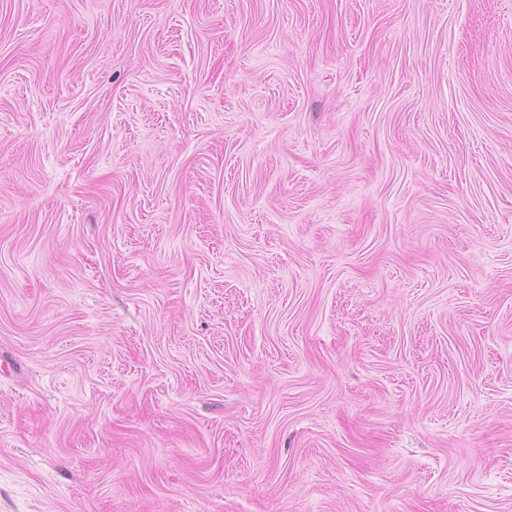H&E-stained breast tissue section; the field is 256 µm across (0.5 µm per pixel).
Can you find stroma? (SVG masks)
Returning a JSON list of instances; mask_svg holds the SVG:
<instances>
[{
    "label": "stroma",
    "mask_w": 512,
    "mask_h": 512,
    "mask_svg": "<svg viewBox=\"0 0 512 512\" xmlns=\"http://www.w3.org/2000/svg\"><path fill=\"white\" fill-rule=\"evenodd\" d=\"M0 512H512V0H0Z\"/></svg>",
    "instance_id": "1"
}]
</instances>
